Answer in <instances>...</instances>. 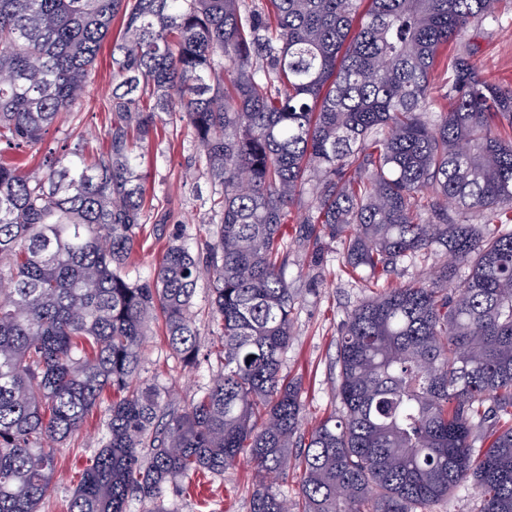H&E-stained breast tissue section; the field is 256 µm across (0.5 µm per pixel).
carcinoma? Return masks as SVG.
Returning <instances> with one entry per match:
<instances>
[{
    "mask_svg": "<svg viewBox=\"0 0 512 512\" xmlns=\"http://www.w3.org/2000/svg\"><path fill=\"white\" fill-rule=\"evenodd\" d=\"M0 0V146L39 143L85 93L112 20L108 147L41 168L0 163V512H42L66 441L112 389L100 448L67 512H127L242 456L250 512H430L461 482L480 512H512V84L459 49L499 0ZM449 101L429 113L434 95ZM187 130L218 186L211 240L169 239L129 278L146 216L138 149ZM488 212L455 224L448 206ZM309 214L291 234L294 208ZM374 289L338 336L339 415L301 430L281 374L297 290L288 254ZM443 255L428 278L407 263ZM209 282L217 339L192 312ZM172 354L220 371L183 407L140 378L150 322ZM253 359H248V356ZM300 448L299 496L281 491Z\"/></svg>",
    "mask_w": 512,
    "mask_h": 512,
    "instance_id": "1",
    "label": "carcinoma"
}]
</instances>
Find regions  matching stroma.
Wrapping results in <instances>:
<instances>
[{
    "label": "stroma",
    "instance_id": "stroma-1",
    "mask_svg": "<svg viewBox=\"0 0 512 512\" xmlns=\"http://www.w3.org/2000/svg\"><path fill=\"white\" fill-rule=\"evenodd\" d=\"M120 21H113L95 65L86 78L85 95L73 117L58 119L44 139L32 147L0 152V160L27 172L35 167L48 149L85 140L95 153L107 150L105 137L112 91V41L120 34ZM477 59L495 78L512 82V0H502L495 16L472 23L463 39ZM199 151L187 131L152 139L145 146L140 169L145 176L147 196L162 202L170 213L160 237L145 236L137 247L128 270L131 279H148L160 261L165 243L175 234L196 243L215 216L210 209L211 184L206 176L185 179L187 168L197 165ZM342 245L327 246L320 270L307 268L304 258L291 257L288 278L299 290L293 336L283 359L282 373L299 383L306 405L303 431H310L323 418L340 407L335 387L338 383L337 340L347 314L370 295L361 283L340 273ZM153 334L141 376L170 392L173 404L181 406L216 375L217 364L202 363L198 368L181 367L169 352L160 324ZM111 391H104L101 402L85 418L79 430L56 451L57 477L43 512H66L68 500L82 470L98 449L104 431L106 406ZM256 484L255 470L247 461L225 469L223 474L197 477L170 485L163 497L168 512H250L251 493Z\"/></svg>",
    "mask_w": 512,
    "mask_h": 512
}]
</instances>
